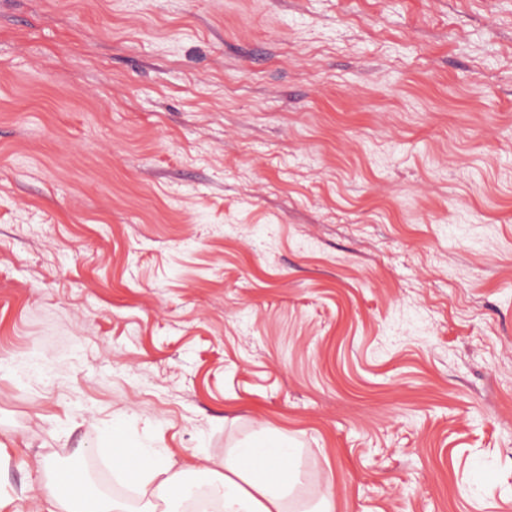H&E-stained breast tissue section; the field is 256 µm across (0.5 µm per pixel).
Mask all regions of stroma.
Masks as SVG:
<instances>
[{"label":"stroma","instance_id":"stroma-1","mask_svg":"<svg viewBox=\"0 0 512 512\" xmlns=\"http://www.w3.org/2000/svg\"><path fill=\"white\" fill-rule=\"evenodd\" d=\"M273 429L512 512V0H0V512Z\"/></svg>","mask_w":512,"mask_h":512}]
</instances>
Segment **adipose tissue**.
Instances as JSON below:
<instances>
[{
  "label": "adipose tissue",
  "instance_id": "ef3b65f1",
  "mask_svg": "<svg viewBox=\"0 0 512 512\" xmlns=\"http://www.w3.org/2000/svg\"><path fill=\"white\" fill-rule=\"evenodd\" d=\"M109 448L118 472H126L130 460L141 461L135 479L143 512H173V504L186 501L192 485L206 489L215 512H334L330 474L318 479L320 498L300 504L309 473L301 449L278 430L239 445L223 462L199 457L183 468L141 444L116 439ZM37 470L41 478L35 492L46 512H129L125 501L93 493L82 471L60 470L44 460Z\"/></svg>",
  "mask_w": 512,
  "mask_h": 512
}]
</instances>
